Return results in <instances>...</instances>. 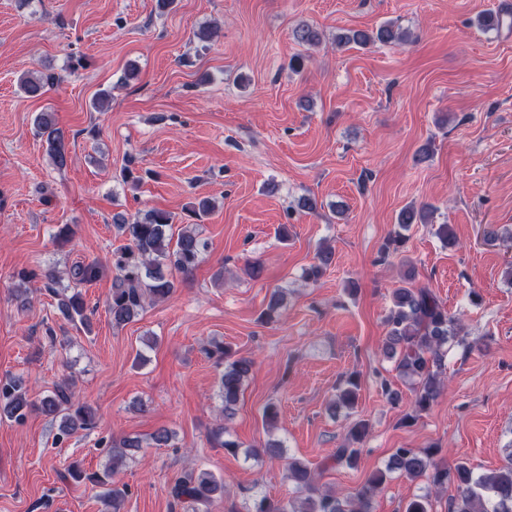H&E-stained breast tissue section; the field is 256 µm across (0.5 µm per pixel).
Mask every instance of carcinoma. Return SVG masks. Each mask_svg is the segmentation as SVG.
<instances>
[{
  "label": "carcinoma",
  "instance_id": "1",
  "mask_svg": "<svg viewBox=\"0 0 512 512\" xmlns=\"http://www.w3.org/2000/svg\"><path fill=\"white\" fill-rule=\"evenodd\" d=\"M297 42L313 46L320 42L319 31L302 24L294 31ZM409 38L394 22H387L374 31L349 30L336 36V46L363 45L374 42L402 43ZM60 76L53 72L37 75L25 74L19 79L20 90L31 98L44 94L45 89L58 83ZM34 123L53 163L63 168L67 165L64 135L51 112H40ZM432 214L425 207H408L398 218L400 231L389 237L381 248L382 258L403 252L407 237L404 231L413 224H428ZM118 232L129 244L112 252L110 264L99 259L75 263L70 269L69 279L73 284L72 294L66 295L54 288L56 276L51 270L44 272L49 291L58 296L60 313L72 322L88 325L86 306L79 287L100 279L107 267H112L115 277L112 293L107 300V311L115 326L125 325L136 318L148 302L168 299L175 291L172 271L182 274L192 272L198 265L207 244L200 237L196 225L186 224L178 234H173V216L166 210L152 209L132 220L123 215L112 218ZM332 251L322 249L314 263L303 271L302 278L316 283L331 265ZM392 307L387 317L389 331L383 353L393 360L399 377L413 389L412 413L406 419L414 420L426 411L439 397L446 370L448 342L465 344L459 337L457 319L448 314L434 293L425 287L399 286L391 294ZM206 354L222 368L218 385V396L222 403L224 419L235 414V406L250 378L254 361L238 357L232 347L213 340ZM74 383L63 380L53 391L39 402L29 400L22 383L14 378L0 379V418L22 422L32 410L60 419L58 439H63L79 430L95 427V415L81 403L73 390ZM358 391V378L351 375L345 387L339 389L335 404L354 405ZM368 435V425L359 420L347 431V444L336 449L329 458L334 464L356 465ZM141 441L126 438L112 448V461L103 475H94L92 480L104 487V505L110 512H120L121 503L127 494V486L116 481L125 461L134 458L141 450ZM436 448H398L391 455L385 469L377 471L359 490L346 497L320 488L317 475L305 464L291 460L287 462L285 478L295 484L299 496L295 499L272 501L265 496L253 499L249 512H373L374 500L385 484L388 474L398 472L414 480L427 477L435 488L454 485L456 496L448 503V512H512V449L507 463L492 473H477L465 462L445 468L434 461ZM224 492V479L208 470L189 471L177 478L169 489L175 504H196L208 507L216 496Z\"/></svg>",
  "mask_w": 512,
  "mask_h": 512
}]
</instances>
